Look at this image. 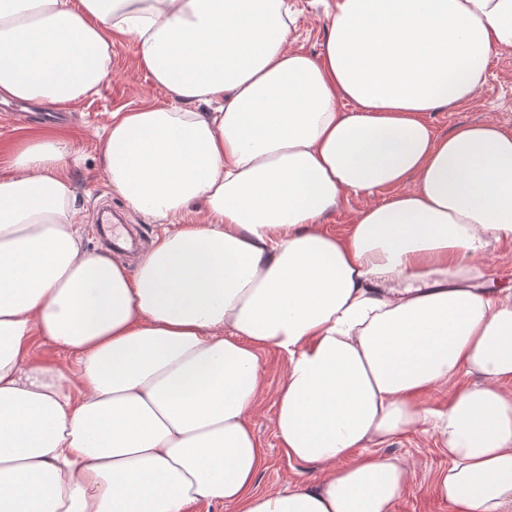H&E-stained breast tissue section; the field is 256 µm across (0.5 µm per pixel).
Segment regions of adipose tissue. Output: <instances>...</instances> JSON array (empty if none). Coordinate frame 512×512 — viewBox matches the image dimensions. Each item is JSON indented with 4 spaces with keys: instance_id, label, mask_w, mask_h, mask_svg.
I'll return each instance as SVG.
<instances>
[{
    "instance_id": "obj_1",
    "label": "adipose tissue",
    "mask_w": 512,
    "mask_h": 512,
    "mask_svg": "<svg viewBox=\"0 0 512 512\" xmlns=\"http://www.w3.org/2000/svg\"><path fill=\"white\" fill-rule=\"evenodd\" d=\"M318 54L288 0H0V100L71 106L137 61L174 103L115 111L100 168L158 221L136 272L82 245L73 152L31 136L0 175V512H395L415 427L448 454L452 512L512 506V133L437 136L512 49V0H329ZM386 190L344 235L347 194ZM75 366L37 359L35 340ZM273 427L317 480L260 493V354ZM469 377L443 410L419 395ZM386 195V190L378 191L375 195L368 198L347 194L336 207V210L327 215L322 221L321 225L323 230L335 235L342 234L346 225L350 223L352 213L355 209L367 202L381 201ZM492 281L496 284L512 285V243L502 244L488 259ZM497 284V285H498Z\"/></svg>"
}]
</instances>
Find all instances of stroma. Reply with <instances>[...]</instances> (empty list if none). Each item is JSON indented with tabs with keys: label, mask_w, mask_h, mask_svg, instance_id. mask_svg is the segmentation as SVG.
I'll use <instances>...</instances> for the list:
<instances>
[{
	"label": "stroma",
	"mask_w": 512,
	"mask_h": 512,
	"mask_svg": "<svg viewBox=\"0 0 512 512\" xmlns=\"http://www.w3.org/2000/svg\"><path fill=\"white\" fill-rule=\"evenodd\" d=\"M295 19L294 48L318 53L326 34V19L319 0H290ZM174 100L169 92L154 85L136 59L132 44L115 48L112 54V74L98 92L81 103L72 112L71 123H50L43 119L42 107L30 108L21 119L0 118V171H8L20 130L29 128L61 135L72 144L80 162L72 170L76 201L82 224L81 233L86 247L101 250L102 242L95 237L92 226L104 207H112L129 224L138 240L134 252L120 253V260L128 270H135L140 258L150 248L155 236L162 232L161 224L151 217L132 210L122 196L112 189L99 167L101 137L113 111L142 106H170ZM427 120L437 135H448L454 128L466 123L485 120L497 121L512 132V50L493 52L487 81L480 94L471 102L453 109L428 113ZM264 376L263 389L251 414V423L257 438L267 451L264 468L256 479V489L267 492L282 486L295 475L314 478L313 465L288 459L282 452L271 417L274 393L281 380L284 356L269 349L260 356ZM381 453L408 459L413 465L412 484L398 502L395 512H451L447 502L436 493L435 480L448 466L447 455L438 447L432 432L415 429L390 439L380 448Z\"/></svg>",
	"instance_id": "stroma-1"
}]
</instances>
